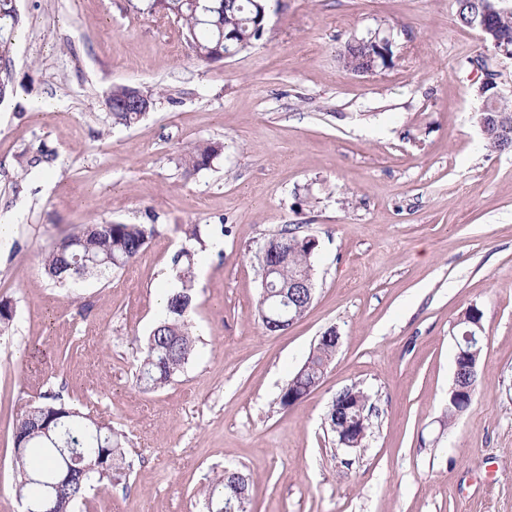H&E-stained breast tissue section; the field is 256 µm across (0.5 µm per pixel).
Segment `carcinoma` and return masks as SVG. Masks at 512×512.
<instances>
[{
	"label": "carcinoma",
	"mask_w": 512,
	"mask_h": 512,
	"mask_svg": "<svg viewBox=\"0 0 512 512\" xmlns=\"http://www.w3.org/2000/svg\"><path fill=\"white\" fill-rule=\"evenodd\" d=\"M455 4L457 20L467 26L472 14L491 5L492 0H455ZM151 8L157 14L181 21L184 38L201 61L216 51L226 31L234 32L243 49L265 35L258 27V10L253 0H199L197 5L193 0H153ZM492 24L498 37L512 42V7L494 13ZM17 28L15 0H0L1 62L10 60ZM341 60L351 72L371 67L368 51L351 42L347 43ZM124 95L123 85L110 90L109 115L114 126L129 127L144 116L123 102ZM506 111L512 112V99L503 96L489 102L480 112V128L491 152L512 149V130L497 123ZM220 153L219 144L199 141L185 151L182 164L188 171H199L209 167ZM155 231L154 224H82L44 253V274L54 285L66 288L87 278L119 271L141 254ZM182 234L181 248L172 258L174 286L168 290L164 310L146 337L136 369L137 383L145 391L168 385L196 354V341L185 314L193 302L194 258L206 250L207 241L197 224L184 225ZM317 250L311 240L288 228L266 241L260 251L266 256L267 265H259L261 291L257 303L262 324L273 316L271 292L286 291L294 310L306 307L310 298L306 285L314 284ZM295 280L301 283L297 290L288 287ZM335 355L333 344L316 345L282 389L280 404L288 407V397L309 394ZM326 423L337 438L348 425L357 428L364 438L370 430L368 418L353 411H338L334 404ZM14 441L20 448L16 454L19 497L28 505H40L49 499L51 512H73L75 504L85 499L88 491L124 470L125 454L112 430V421L92 418L49 394L16 420ZM63 448L75 449L76 460L66 463ZM61 473L67 478L56 490L51 484ZM208 512H250L249 478L240 472L224 473L208 498Z\"/></svg>",
	"instance_id": "obj_1"
}]
</instances>
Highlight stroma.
Masks as SVG:
<instances>
[{"mask_svg":"<svg viewBox=\"0 0 512 512\" xmlns=\"http://www.w3.org/2000/svg\"><path fill=\"white\" fill-rule=\"evenodd\" d=\"M0 79V512L13 424L44 394L111 420L131 467L74 512H207L216 478L251 479L252 512H512V151L477 123L486 49L455 0H280L263 41L199 61L146 0H16ZM390 36L392 66L343 68L345 43ZM115 85L150 94L113 125ZM223 150L185 172L199 140ZM155 223L123 270L53 287L41 254L81 224ZM223 227L195 260V357L162 389L136 359L171 283L181 227ZM289 228L319 242L316 292L286 331L256 312L257 256ZM483 313L478 388L448 416L453 335ZM340 348L294 406L282 388L319 337ZM375 405L362 448L326 424L341 390Z\"/></svg>","mask_w":512,"mask_h":512,"instance_id":"1","label":"stroma"}]
</instances>
